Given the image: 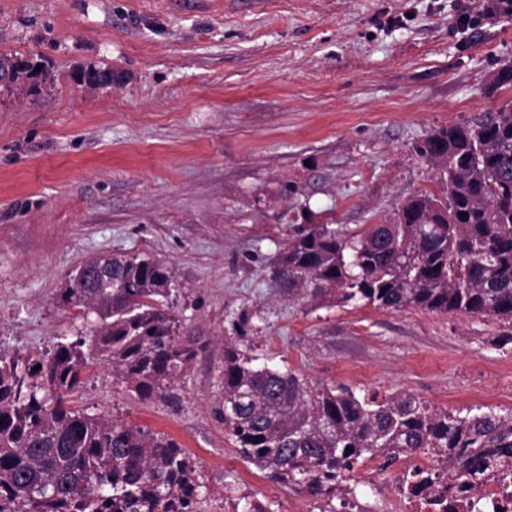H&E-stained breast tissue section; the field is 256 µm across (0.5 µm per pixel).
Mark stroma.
<instances>
[{
	"mask_svg": "<svg viewBox=\"0 0 512 512\" xmlns=\"http://www.w3.org/2000/svg\"><path fill=\"white\" fill-rule=\"evenodd\" d=\"M488 0H0V51L42 54L55 79L0 96V353L41 356L89 329L58 294L83 262L172 267L168 304L195 359L171 405L88 369L71 406L168 435L200 466L203 512H320L224 430V341L259 364L357 395L512 412V344L495 320L298 300L272 280L303 211L344 232L392 223L444 185L419 152L436 130L512 98L485 86L512 61V20ZM126 72L77 91V64ZM297 193H289V185ZM249 322L238 327L241 314Z\"/></svg>",
	"mask_w": 512,
	"mask_h": 512,
	"instance_id": "stroma-1",
	"label": "stroma"
}]
</instances>
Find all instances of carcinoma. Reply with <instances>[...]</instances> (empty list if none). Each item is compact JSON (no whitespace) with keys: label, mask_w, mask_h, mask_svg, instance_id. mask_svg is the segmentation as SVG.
<instances>
[{"label":"carcinoma","mask_w":512,"mask_h":512,"mask_svg":"<svg viewBox=\"0 0 512 512\" xmlns=\"http://www.w3.org/2000/svg\"><path fill=\"white\" fill-rule=\"evenodd\" d=\"M509 88L512 63L486 95ZM420 152L444 197L419 194L393 223L351 234L294 225L276 282L290 297L486 316L502 328L499 345L510 344L512 100L439 129ZM111 268L112 286L76 275L59 296L94 316L90 338L59 341L35 359L0 353V512H200L197 468L175 440L69 405L96 362L140 398L172 404L177 374L197 355L177 341L166 309L172 268L122 255ZM254 361L224 342V429L280 484L331 502L350 492L345 473L367 458L389 465L424 454L452 476L512 459V414L454 415L409 394L358 397Z\"/></svg>","instance_id":"carcinoma-1"}]
</instances>
